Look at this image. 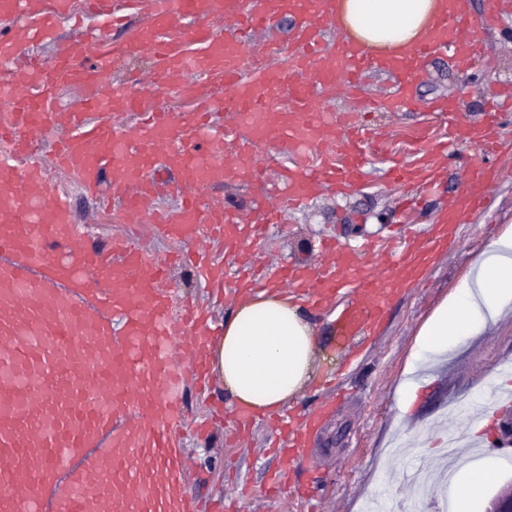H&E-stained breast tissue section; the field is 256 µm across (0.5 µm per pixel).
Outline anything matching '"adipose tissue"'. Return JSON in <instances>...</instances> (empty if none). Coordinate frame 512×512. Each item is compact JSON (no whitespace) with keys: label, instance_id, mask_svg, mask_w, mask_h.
<instances>
[{"label":"adipose tissue","instance_id":"1","mask_svg":"<svg viewBox=\"0 0 512 512\" xmlns=\"http://www.w3.org/2000/svg\"><path fill=\"white\" fill-rule=\"evenodd\" d=\"M442 0H336L349 38L384 54L405 50L427 31ZM512 307V232L491 242L425 322L418 354H441L479 334ZM315 329L277 283L243 292L221 335L203 349L213 372L243 408L271 413L297 397L311 376Z\"/></svg>","mask_w":512,"mask_h":512}]
</instances>
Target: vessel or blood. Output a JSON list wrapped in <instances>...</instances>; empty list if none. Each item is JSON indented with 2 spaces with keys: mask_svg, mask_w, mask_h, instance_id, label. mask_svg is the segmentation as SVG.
I'll use <instances>...</instances> for the list:
<instances>
[{
  "mask_svg": "<svg viewBox=\"0 0 512 512\" xmlns=\"http://www.w3.org/2000/svg\"><path fill=\"white\" fill-rule=\"evenodd\" d=\"M428 32L399 55H379L342 40L328 54L323 31L336 25V0H146L149 25L134 40L100 46L77 38L58 48L51 63L23 51L18 35L0 32V61L21 58L25 84L0 85L9 107L0 120V140L16 158L29 156L33 136L56 131L54 165L80 182L99 206L119 201L118 214L146 213L157 191L159 161L179 173L169 191L173 210L150 213L156 228L177 241L220 236L237 241L244 219L234 204L206 194L230 177L221 159L232 151L251 180L265 181L267 168L255 157L257 143H275L292 160L281 170L287 193L262 209L256 234L298 208L320 184L356 187L367 164V135L357 108L324 120L319 96L342 85L358 99L363 77L393 76L405 89L440 51L455 66L471 70L488 55L485 22L462 0H444ZM0 0V16L34 18L42 35L70 11L71 0ZM294 18L292 51L270 41L246 55L242 43L278 17ZM232 20L229 36L216 23ZM155 58L153 82L193 99L192 112L158 111L154 95L116 91L87 101L83 110L56 111L59 86L99 85L141 49ZM224 93L245 134L211 130L212 93ZM138 113L139 134L131 138L114 122L111 109ZM97 120H90V113ZM503 116L461 127V142L478 148L466 166V189L449 215L484 206L485 181L494 177L487 157L496 150ZM166 144L165 159L156 147ZM395 184L427 181L422 168L394 165ZM70 202L53 193L41 166L24 170L0 163V512H188L191 498L182 479L184 455L177 444L183 422L180 386L201 372L200 357L179 360L187 336L207 326L190 305H176L168 287V262L156 260L128 240L110 249L84 242L69 221ZM325 270L302 281L304 294L319 300L338 292L356 295L342 329L361 331L385 309L384 279L401 280L420 262L413 246L382 254L384 276L347 271V257L332 247ZM512 405V388L467 422L477 430L484 455L512 462V448H499L481 430Z\"/></svg>",
  "mask_w": 512,
  "mask_h": 512,
  "instance_id": "vessel-or-blood-1",
  "label": "vessel or blood"
}]
</instances>
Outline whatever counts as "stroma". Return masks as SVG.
<instances>
[{
	"mask_svg": "<svg viewBox=\"0 0 512 512\" xmlns=\"http://www.w3.org/2000/svg\"><path fill=\"white\" fill-rule=\"evenodd\" d=\"M505 2L507 9L499 26L488 33V64L463 74L452 68L447 56H436L414 79L408 96L388 112L373 111L372 104L392 91V79L382 73L366 76L363 108L383 138L368 159L361 185L344 194L319 190L299 208L285 212L280 223L270 227L264 242L242 239L234 256L226 254L222 243L212 242L206 246L210 256L231 275L245 259L312 271L323 262L321 241L328 236L343 245L370 238L390 246L395 236L408 234L414 225L431 232L449 201L465 189L466 157L471 147L449 145L444 176L420 205L408 212L399 210L400 191L388 184L385 172L391 155L409 162L419 160L424 154L423 134H449V122L439 119L432 108L437 97L459 94L457 121L476 123L489 105L500 102L503 89H512V0ZM123 14L124 24L116 27L110 20L73 9L29 49L49 61L60 44L80 35L103 43L133 39L147 26L148 18L135 0H127ZM502 136L505 150L491 160L499 178L486 188L485 209L455 225L454 247L434 253L416 285L391 294L384 319L370 332L341 335L338 317L345 297L308 306L317 332L314 378L289 402L287 410L306 417L327 399L322 388L327 380L340 386L344 394L309 430L304 463L290 464L273 453L269 442L276 427L259 422L251 429H239V413L217 379L203 386L187 379L185 423L179 440L186 456L184 478L192 512H307V504L295 499L292 491L312 483L318 486L317 512H361L362 501L374 496L383 498L387 512H408L414 500L419 501L422 512H431L436 492L421 496L404 483L402 461L392 456L391 436L400 431L411 439L427 441L437 418L448 407L465 411L491 396L498 385V363L512 361L511 308L481 334L425 363L422 379H415L409 369L427 318L469 273L473 259L486 245L512 228V116L504 118ZM55 139L52 132L37 136L28 161L47 167L50 185L70 195L71 221L79 231L102 245L113 235H127L158 260L193 251L192 243H178L152 232L149 217L123 224L113 213L100 211L76 181L51 169ZM170 286L178 302L207 309L218 326L232 312L238 296L233 288L221 294L212 292L186 263L173 268ZM412 379L419 382L417 399L406 414L399 405L398 390ZM216 406L223 410L222 419L214 422L207 440L197 439L192 431L194 422ZM275 470L283 471L287 487L276 496L266 487L268 473Z\"/></svg>",
	"mask_w": 512,
	"mask_h": 512,
	"instance_id": "1",
	"label": "stroma"
}]
</instances>
